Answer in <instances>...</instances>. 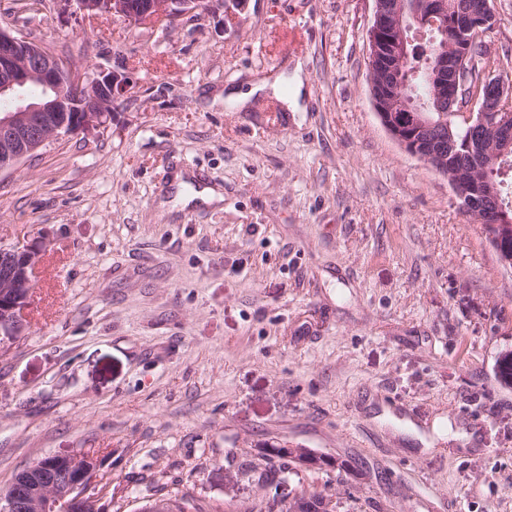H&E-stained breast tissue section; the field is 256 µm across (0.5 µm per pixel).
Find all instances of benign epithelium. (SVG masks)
<instances>
[{
  "label": "benign epithelium",
  "mask_w": 512,
  "mask_h": 512,
  "mask_svg": "<svg viewBox=\"0 0 512 512\" xmlns=\"http://www.w3.org/2000/svg\"><path fill=\"white\" fill-rule=\"evenodd\" d=\"M368 30L371 103L391 138L408 153L448 178L466 213L476 222L510 224L499 202V187L487 172L506 165L512 154V84L491 73L469 85L476 63L474 50L495 25L490 0H421L407 11L405 0H373ZM69 18L112 15L137 25L172 27L181 17L211 13L224 0H54ZM439 29L441 40L424 49L428 94L440 119L396 92L409 86L415 43L427 26ZM43 87L45 98L32 103L26 87ZM133 82L125 69L101 68L86 77L21 33L0 28V98L14 107L0 113V170L13 167L47 142L103 126L124 100ZM39 244L0 246V348L23 334L20 311L33 286L32 271L41 262ZM281 455L295 468L321 469L332 460L310 448L270 446L260 459ZM96 462L86 453L54 454L16 479L11 493L0 497V512H80L92 495ZM336 512V499L320 492L302 496L279 493L276 508L298 503L297 512Z\"/></svg>",
  "instance_id": "1"
}]
</instances>
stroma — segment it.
Wrapping results in <instances>:
<instances>
[{
    "label": "stroma",
    "mask_w": 512,
    "mask_h": 512,
    "mask_svg": "<svg viewBox=\"0 0 512 512\" xmlns=\"http://www.w3.org/2000/svg\"><path fill=\"white\" fill-rule=\"evenodd\" d=\"M486 68L512 78V0ZM372 0H246L169 29L0 0L73 71L136 83L105 126L0 173V246L41 242L25 333L0 350V489L97 461L99 512L186 496L249 512L259 449L347 463L287 493L338 512H512V272L447 178L371 103ZM302 64L307 106L228 90ZM183 182H176V174ZM210 186L224 199L196 201Z\"/></svg>",
    "instance_id": "1"
}]
</instances>
